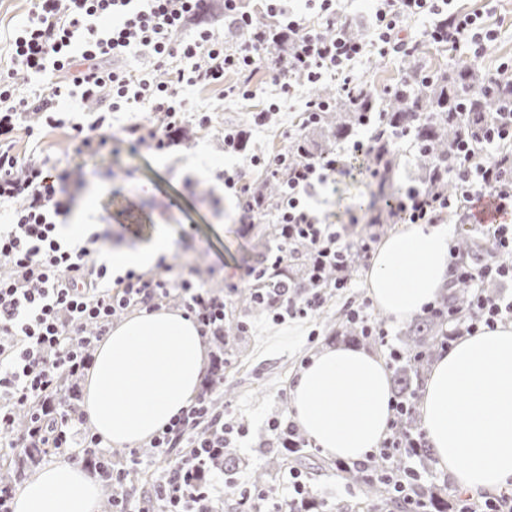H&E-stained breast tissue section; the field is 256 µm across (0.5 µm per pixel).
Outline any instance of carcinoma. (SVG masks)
Instances as JSON below:
<instances>
[{"mask_svg":"<svg viewBox=\"0 0 512 512\" xmlns=\"http://www.w3.org/2000/svg\"><path fill=\"white\" fill-rule=\"evenodd\" d=\"M251 28L262 37L264 47L274 55L281 68L294 72L295 43L288 32L274 18L264 15L252 21ZM407 57L411 58V65L382 94L361 83L348 92L322 96L325 105L321 114L313 121L302 123L301 133L293 141L286 161L278 165L274 173H264L246 186L243 205L259 204L257 215L263 218L264 235L281 237L276 212L280 191L288 186L292 167L312 156L333 154L338 144L367 120L381 124L389 131L407 132L426 189L434 193H454V184L446 177L448 158L462 140L470 139L478 132L499 103L512 99V75L505 72L491 82L477 63L457 71L439 68L425 73L413 54L409 53ZM398 154V150L388 147L387 169L377 185L378 196L386 202L402 190L392 181ZM468 300V288L452 289L449 302L458 314L468 312ZM446 333L447 318L415 317L404 333L402 351L419 352L424 358L419 362L402 360L394 363L396 393L407 398L415 395L413 384L421 379L425 364L437 351ZM51 452V448H15L13 456L35 464L41 456ZM85 461L87 466L103 475L112 468L110 455L90 452ZM387 467L396 473L404 470L403 462L394 454L366 469L346 470L342 476L362 488L363 495L376 512H407L408 504L392 496L388 486L376 478V473ZM416 492L433 512H448L445 496L467 495V492L446 484L439 488L434 480L417 485Z\"/></svg>","mask_w":512,"mask_h":512,"instance_id":"1","label":"carcinoma"}]
</instances>
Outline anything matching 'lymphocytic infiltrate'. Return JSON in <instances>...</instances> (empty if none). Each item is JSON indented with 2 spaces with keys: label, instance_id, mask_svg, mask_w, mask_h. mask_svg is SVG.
<instances>
[{
  "label": "lymphocytic infiltrate",
  "instance_id": "obj_1",
  "mask_svg": "<svg viewBox=\"0 0 512 512\" xmlns=\"http://www.w3.org/2000/svg\"><path fill=\"white\" fill-rule=\"evenodd\" d=\"M317 2L318 14L333 28V36H324L305 17L285 9L282 0H268L267 5L296 39L295 66L311 85L328 75L344 91L360 84L354 65L367 46L383 54L409 51L411 45L401 33L420 17L431 19L425 32L428 41L468 46L476 58L497 38L495 29L478 16L451 9L448 0H376L368 17L372 38L365 44L346 37L352 18L337 11L336 0ZM204 7L205 0H38L33 17L15 32L10 64L0 72V136L11 133L31 113L47 125H63V102L94 100L99 104L97 116L85 125L72 124L71 139L75 154L95 158L111 152L118 140L110 132L112 113L146 103L164 114L165 123L130 125L118 141L132 153L143 147L160 152L176 143L182 118L191 109L186 88L223 84L231 71L238 77L231 93L254 96L252 76L265 61L259 41H244L229 52L223 38L204 27L182 37L184 27ZM443 16L448 19L444 27L437 23ZM21 71L35 76L39 89L21 93L14 81ZM344 168V157L338 154L312 158L292 170L279 219L285 234L267 270L249 272L255 302L275 318L317 312L325 301L324 283L349 287L348 265L369 257L381 237L377 219L357 231L340 228L324 223L303 204V197ZM448 178L456 194L411 186L393 201V215L412 224H434L450 209L470 211L482 196L495 199L501 210H512V102L494 112L477 144L458 147L448 161ZM63 180V175L49 173L46 161L21 159L10 145L0 143V202L21 195L28 200L0 225V446L47 443L65 456L77 446L104 455L109 446L99 434L84 430V415L56 402L61 378L82 375L89 368L92 350L117 316L158 309L173 295L198 322L202 336L222 341L224 297L163 272L147 277L130 269L113 277L101 258L106 236L98 231L90 232L82 246L63 245L58 220L72 206ZM487 232V259L473 261L457 244L449 246L453 281L471 290L469 318L459 320L454 308L438 302L423 308L429 316H448L442 349L512 314L511 301L487 300L480 288L488 280L512 279V225L491 224ZM299 243L306 249L312 284L303 297L285 273ZM23 409L29 412V423L25 433L17 435L15 415ZM234 434V425L223 413L196 400L150 440L154 455L167 459L168 466L141 506H133L128 498L129 476L143 461L141 450L129 449L124 463L113 465L112 512H211L222 484L216 468ZM176 448L181 454L175 458L171 452Z\"/></svg>",
  "mask_w": 512,
  "mask_h": 512
}]
</instances>
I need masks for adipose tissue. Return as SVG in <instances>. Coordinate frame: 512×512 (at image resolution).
Returning <instances> with one entry per match:
<instances>
[{"instance_id": "adipose-tissue-1", "label": "adipose tissue", "mask_w": 512, "mask_h": 512, "mask_svg": "<svg viewBox=\"0 0 512 512\" xmlns=\"http://www.w3.org/2000/svg\"><path fill=\"white\" fill-rule=\"evenodd\" d=\"M448 222L411 224L385 237L365 287L375 307L403 322L449 291ZM207 345L182 311L137 312L99 343L85 381L84 411L112 446L152 439L198 394ZM292 418L322 455L364 460L389 432L392 392L381 358L346 344L311 355L289 386ZM421 427L438 468L460 490L512 487V322L464 337L433 363ZM101 491L61 459L15 495L13 512H97Z\"/></svg>"}]
</instances>
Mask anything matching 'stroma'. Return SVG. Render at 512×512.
<instances>
[{
  "instance_id": "obj_1",
  "label": "stroma",
  "mask_w": 512,
  "mask_h": 512,
  "mask_svg": "<svg viewBox=\"0 0 512 512\" xmlns=\"http://www.w3.org/2000/svg\"><path fill=\"white\" fill-rule=\"evenodd\" d=\"M454 6L481 16L497 31L496 41L482 58L486 74L512 60V0H455ZM429 24V18L422 17L408 23L403 32L406 40L417 43L423 69L469 65L466 50L442 52L423 38ZM403 65L402 56L372 51L355 69L382 92L402 76ZM277 70L272 62L257 70L253 78L257 94L252 98L225 94V87L237 81L231 73L225 75L223 86L189 90L191 104L208 111L211 123L201 128L194 120H187L186 136L163 153L123 149L104 160L82 159L71 148L69 127H50L35 118L20 123L8 137L14 153L47 160L51 173L69 172L63 189L72 197L73 205L66 224L106 233L111 247L133 248L149 242L156 233H165L173 247L168 258L171 278L186 277L206 289H224L226 313L248 321V335L230 336L221 350L209 346V353L223 351L224 367L220 374L206 373L200 385L215 406L223 407L225 417L245 430L231 450L236 463L225 471L240 490L252 488L255 468L280 457L281 443L269 422L289 416L288 380L310 354L342 343L384 358L398 346L406 329L405 324L387 320L383 312L374 309L372 319L383 321L389 333L386 344L347 333L348 309L367 298L366 268L362 265L355 267L349 288L329 291L323 308L312 317L278 321L270 312L247 309L239 302V290L248 287L249 270L272 257L277 243L258 228L242 224L239 196L225 190L224 173L236 172L243 183L257 178L262 169L256 166V159L284 151L290 137L299 131L308 101L337 87L331 78L315 86L297 78L293 81L294 95L287 96L281 92ZM272 101L278 102L277 111H269ZM263 110L269 113L266 123L255 124V113ZM228 126L238 127L245 135L248 147L242 153H225L224 129ZM375 189L376 181L365 169L353 168L323 187L307 204L326 223L347 224L355 219L363 225L372 211L358 208L357 201ZM232 283L238 285V292L229 291ZM293 329L300 338L292 345L288 333ZM310 454L312 464L302 475L323 512H336L337 504L361 500L359 486L348 483L336 471H317L323 460L319 449H311Z\"/></svg>"
}]
</instances>
